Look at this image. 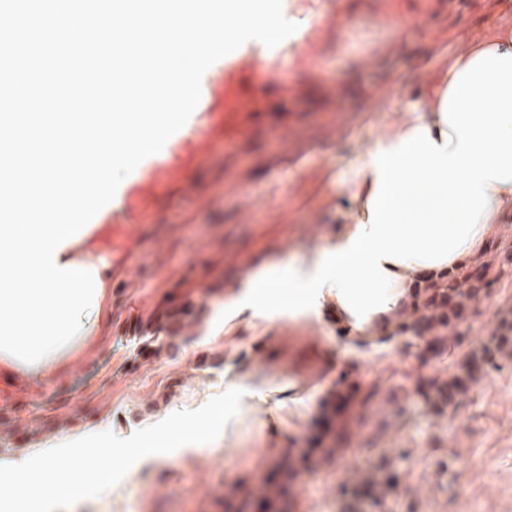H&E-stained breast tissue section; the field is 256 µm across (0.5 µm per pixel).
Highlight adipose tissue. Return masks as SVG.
Returning a JSON list of instances; mask_svg holds the SVG:
<instances>
[{"instance_id":"ef3b65f1","label":"adipose tissue","mask_w":512,"mask_h":512,"mask_svg":"<svg viewBox=\"0 0 512 512\" xmlns=\"http://www.w3.org/2000/svg\"><path fill=\"white\" fill-rule=\"evenodd\" d=\"M432 94L410 125L365 155L349 186L361 203L357 223L338 225L304 257L248 268L224 294L225 321L245 312L266 322L311 318L330 302L363 335L384 325L420 274H442L485 249L497 222L512 216V32L449 57ZM283 285L287 296L266 309ZM107 302L100 294L84 333L50 357L57 375L90 345V331H109Z\"/></svg>"}]
</instances>
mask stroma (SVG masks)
<instances>
[{
  "instance_id": "35a3bbf8",
  "label": "stroma",
  "mask_w": 512,
  "mask_h": 512,
  "mask_svg": "<svg viewBox=\"0 0 512 512\" xmlns=\"http://www.w3.org/2000/svg\"><path fill=\"white\" fill-rule=\"evenodd\" d=\"M283 10L314 36L306 73H298L288 40L269 58L243 44L233 53L242 74L226 73L220 61L206 71L203 111L122 181L84 244L112 259L111 333L72 358L68 383L48 373L41 384L23 380L0 390V405L24 400L19 414L26 419L45 414L52 395L63 403L53 429L12 434L0 426V459L87 430L125 438L233 386L256 385L261 396L242 401L214 442L146 457L111 490L64 510L221 512L228 500L244 505L245 489L256 488L283 453L303 447L331 393L376 381L380 398L355 409L343 450L303 476L290 512H370L362 504L348 510L339 490L372 475L384 457L400 474L386 512H512V355L500 358L499 370L480 373L457 409L440 418L411 395L414 350L397 339L357 344L329 310L263 325L247 313L226 324L208 309L193 324L191 341L174 348L146 346L137 330L172 303L173 290L197 291L208 272L229 281L252 258L321 247L356 212L345 186L361 157L401 130L397 115L421 107L425 94L413 89L419 70L441 78L455 53L456 33L442 8L429 31L396 25L378 76L354 87V71L337 51L340 29L350 20L371 24L368 0L343 9L336 0H283ZM272 70L281 83H297V100L269 90L263 127L244 128L235 150L225 151L226 91L260 84ZM354 111L357 127L337 129V113ZM275 172L285 175L276 190L268 183ZM243 194L255 207L248 223L237 209ZM510 306L512 267L492 297L471 310V348L488 342ZM344 348L350 355L342 363Z\"/></svg>"
}]
</instances>
